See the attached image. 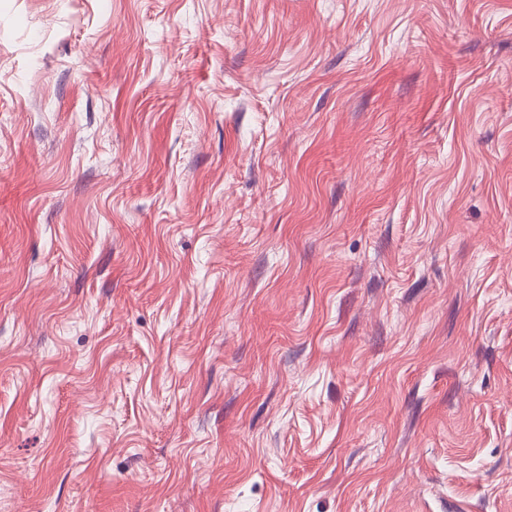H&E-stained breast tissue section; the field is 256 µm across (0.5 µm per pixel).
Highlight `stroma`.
<instances>
[{
  "instance_id": "obj_1",
  "label": "stroma",
  "mask_w": 512,
  "mask_h": 512,
  "mask_svg": "<svg viewBox=\"0 0 512 512\" xmlns=\"http://www.w3.org/2000/svg\"><path fill=\"white\" fill-rule=\"evenodd\" d=\"M0 512H512V0H0Z\"/></svg>"
}]
</instances>
